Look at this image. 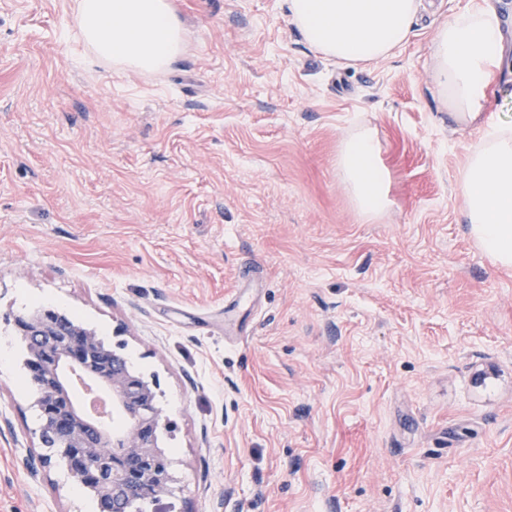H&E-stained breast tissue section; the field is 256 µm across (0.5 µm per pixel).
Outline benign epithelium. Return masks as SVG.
<instances>
[{
  "label": "benign epithelium",
  "mask_w": 512,
  "mask_h": 512,
  "mask_svg": "<svg viewBox=\"0 0 512 512\" xmlns=\"http://www.w3.org/2000/svg\"><path fill=\"white\" fill-rule=\"evenodd\" d=\"M15 326L29 341L31 378L42 387L40 441L54 449L70 477L97 498L112 500V512H124L143 484L154 487L156 501L168 495L172 476L156 444L162 425L158 382L130 371L120 347L95 332L78 324L62 328L50 309L19 317ZM78 385L106 396L125 426L117 428L81 404L72 393ZM50 464L47 455L27 459L34 478Z\"/></svg>",
  "instance_id": "1"
}]
</instances>
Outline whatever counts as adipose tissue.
<instances>
[{
    "mask_svg": "<svg viewBox=\"0 0 512 512\" xmlns=\"http://www.w3.org/2000/svg\"><path fill=\"white\" fill-rule=\"evenodd\" d=\"M292 22L318 54L348 65L391 56L405 45L419 0H287ZM91 54L136 72L169 69L183 52L173 0H79L72 15ZM435 87L460 124L483 127L482 144L462 176L471 233L497 264L512 266V123L485 117L487 89L504 59L490 0L450 15L432 39ZM336 165L356 207L374 217L388 205L387 175L370 130L346 138Z\"/></svg>",
    "mask_w": 512,
    "mask_h": 512,
    "instance_id": "obj_1",
    "label": "adipose tissue"
}]
</instances>
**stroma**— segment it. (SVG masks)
<instances>
[{
  "instance_id": "1",
  "label": "stroma",
  "mask_w": 512,
  "mask_h": 512,
  "mask_svg": "<svg viewBox=\"0 0 512 512\" xmlns=\"http://www.w3.org/2000/svg\"><path fill=\"white\" fill-rule=\"evenodd\" d=\"M165 71L89 58L76 0H0V512H98L43 453L27 344L38 304L156 379L171 492L149 512H512V267L472 237L481 142L432 82L440 21L354 67L285 0H174ZM507 63L488 90L512 119ZM370 127L389 205L336 167Z\"/></svg>"
}]
</instances>
